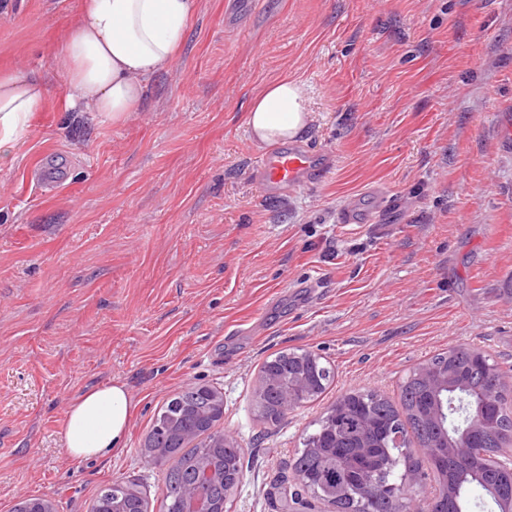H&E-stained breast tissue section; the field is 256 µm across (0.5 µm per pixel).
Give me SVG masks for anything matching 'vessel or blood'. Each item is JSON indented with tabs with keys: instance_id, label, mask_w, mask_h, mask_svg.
<instances>
[{
	"instance_id": "1",
	"label": "vessel or blood",
	"mask_w": 512,
	"mask_h": 512,
	"mask_svg": "<svg viewBox=\"0 0 512 512\" xmlns=\"http://www.w3.org/2000/svg\"><path fill=\"white\" fill-rule=\"evenodd\" d=\"M328 164V156L293 143L262 157L254 170V177L268 193L281 195L290 189L314 183Z\"/></svg>"
}]
</instances>
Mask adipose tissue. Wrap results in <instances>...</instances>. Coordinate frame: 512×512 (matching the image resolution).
<instances>
[{"label":"adipose tissue","mask_w":512,"mask_h":512,"mask_svg":"<svg viewBox=\"0 0 512 512\" xmlns=\"http://www.w3.org/2000/svg\"><path fill=\"white\" fill-rule=\"evenodd\" d=\"M197 0H82L80 13L54 57L65 80L64 108L97 112L120 123L141 107L150 77L178 59L196 21ZM38 78L0 71V166L15 154L43 108ZM311 113L301 86L282 78L249 102L246 125L256 144L273 147L299 137ZM137 403L119 382L87 389L59 424L73 459H101L121 451Z\"/></svg>","instance_id":"ef3b65f1"}]
</instances>
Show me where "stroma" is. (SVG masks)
Here are the masks:
<instances>
[{
    "mask_svg": "<svg viewBox=\"0 0 512 512\" xmlns=\"http://www.w3.org/2000/svg\"><path fill=\"white\" fill-rule=\"evenodd\" d=\"M80 6L0 0V69L48 87L0 168V512L32 496L89 512L116 480L159 512L164 468L142 446L190 384L223 393L218 428L244 450L230 512H280V478L341 393L398 400L453 345L512 370V0H198L181 57L116 125L59 103L52 61ZM285 75L331 165L273 196L245 113ZM54 166L66 179L41 191ZM355 197L374 223H339ZM285 349L334 382L271 426L256 389ZM113 380L137 402L124 450L67 459L69 403Z\"/></svg>",
    "mask_w": 512,
    "mask_h": 512,
    "instance_id": "stroma-1",
    "label": "stroma"
}]
</instances>
